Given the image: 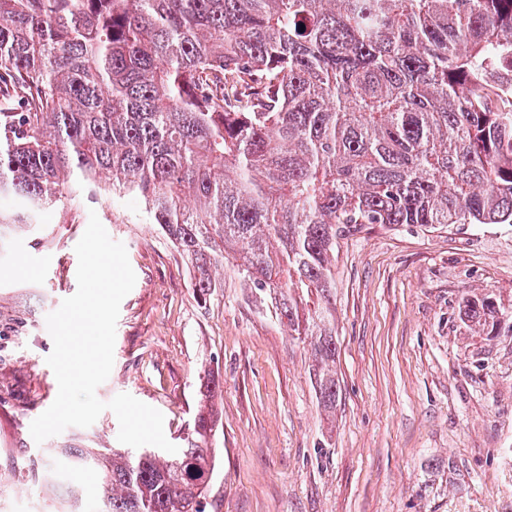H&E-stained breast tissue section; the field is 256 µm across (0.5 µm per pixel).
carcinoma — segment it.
Returning <instances> with one entry per match:
<instances>
[{
	"label": "carcinoma",
	"instance_id": "cac0c4a2",
	"mask_svg": "<svg viewBox=\"0 0 512 512\" xmlns=\"http://www.w3.org/2000/svg\"><path fill=\"white\" fill-rule=\"evenodd\" d=\"M305 29H300V26ZM512 0H0V199L34 224L70 178L137 198L217 287L232 258L336 408L337 240L512 224ZM487 334L512 311L466 297ZM205 374L185 447L67 448L97 512H205L223 427Z\"/></svg>",
	"mask_w": 512,
	"mask_h": 512
}]
</instances>
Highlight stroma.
I'll return each mask as SVG.
<instances>
[{
  "label": "stroma",
  "mask_w": 512,
  "mask_h": 512,
  "mask_svg": "<svg viewBox=\"0 0 512 512\" xmlns=\"http://www.w3.org/2000/svg\"><path fill=\"white\" fill-rule=\"evenodd\" d=\"M136 274L102 401L159 410L183 446L200 376L222 397L206 512H512V332L466 328L459 305L512 308V224L365 225L336 248L335 412L318 405L311 347L256 300L232 262L200 296L191 267L131 196L81 191L32 226L0 227V512H95L99 475L65 448H115L118 420L43 443L58 393L46 316L77 290L90 213Z\"/></svg>",
  "instance_id": "obj_1"
}]
</instances>
